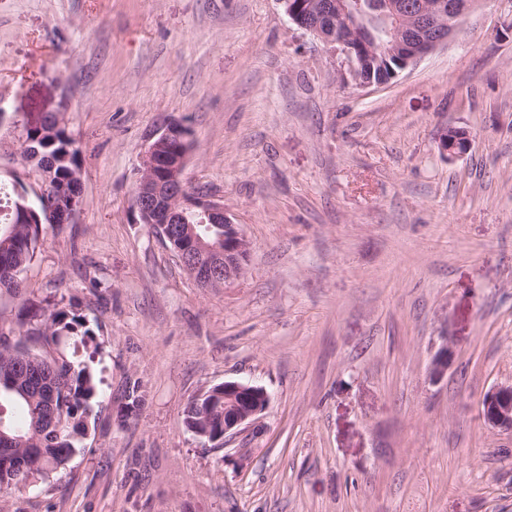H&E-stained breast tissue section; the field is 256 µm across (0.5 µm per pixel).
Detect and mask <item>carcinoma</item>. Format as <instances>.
I'll list each match as a JSON object with an SVG mask.
<instances>
[{
	"mask_svg": "<svg viewBox=\"0 0 512 512\" xmlns=\"http://www.w3.org/2000/svg\"><path fill=\"white\" fill-rule=\"evenodd\" d=\"M400 71L394 62H367L361 75L388 82ZM19 155L32 162L41 183L79 193L75 174L81 149L66 133L59 113L28 126L19 140ZM29 217L12 205L0 204V289L18 291L21 275L34 258L47 223L44 205ZM223 225L195 226V236L212 249L224 248ZM9 334L0 331V498L6 499L28 483L48 480L76 454L87 429L90 402L98 381L79 352L95 343L96 332L78 306L52 303L33 316L18 313L9 320ZM191 430L201 440L224 444V406L205 395L193 397L184 410ZM29 455V467L17 477L12 458Z\"/></svg>",
	"mask_w": 512,
	"mask_h": 512,
	"instance_id": "obj_1",
	"label": "carcinoma"
}]
</instances>
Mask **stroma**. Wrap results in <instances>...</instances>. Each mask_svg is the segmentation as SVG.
Masks as SVG:
<instances>
[{
    "label": "stroma",
    "instance_id": "obj_1",
    "mask_svg": "<svg viewBox=\"0 0 512 512\" xmlns=\"http://www.w3.org/2000/svg\"><path fill=\"white\" fill-rule=\"evenodd\" d=\"M56 111L82 203L0 312L78 304L103 382L71 462L0 512H512V433L478 414L512 383V0L380 85L281 0H0V148ZM171 122L249 243L222 288L132 208ZM227 381L270 403L216 447L184 410ZM471 140L464 130L448 129L441 140L443 150L449 156H457L465 153L470 147Z\"/></svg>",
    "mask_w": 512,
    "mask_h": 512
}]
</instances>
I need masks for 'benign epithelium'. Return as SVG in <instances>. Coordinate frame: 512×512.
Segmentation results:
<instances>
[{"instance_id":"1","label":"benign epithelium","mask_w":512,"mask_h":512,"mask_svg":"<svg viewBox=\"0 0 512 512\" xmlns=\"http://www.w3.org/2000/svg\"><path fill=\"white\" fill-rule=\"evenodd\" d=\"M282 0L285 12L299 28L318 35V29L302 22V16L313 14L332 23L339 35L326 43L340 51L356 73L360 58L351 45L358 33L366 30L368 13L363 0ZM470 3L456 0H420L416 7L403 14L391 11L393 20L387 29L385 46L391 56L408 65L416 63L437 48L448 43L461 29ZM186 126L169 123L155 135L144 152L138 169L133 197V208L143 224L175 225L187 214L201 218L202 223L224 224V256L219 261L206 255L205 247L179 249L181 262L193 276L197 285L208 288L220 281L230 283L244 270L249 246L239 225L233 223L224 212V205L202 191L191 192L184 182V170L188 157ZM471 140L467 132L450 129L441 140L443 150L450 156L465 153ZM449 362L448 347L444 346L435 356L431 377L442 378ZM221 392L224 402V436L240 433L256 423L267 409L268 392L260 387L238 381H226ZM484 421L502 431L512 433V385H497L482 400Z\"/></svg>"}]
</instances>
